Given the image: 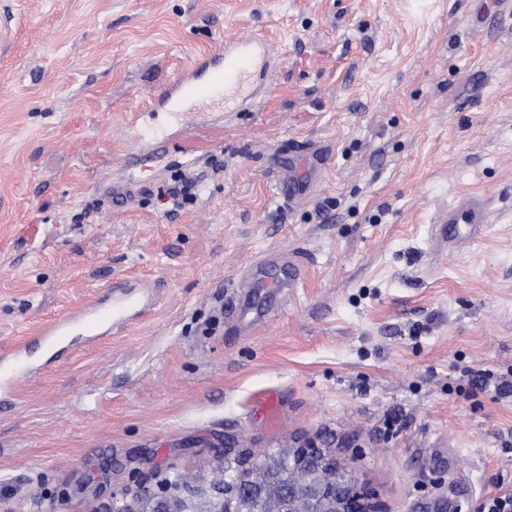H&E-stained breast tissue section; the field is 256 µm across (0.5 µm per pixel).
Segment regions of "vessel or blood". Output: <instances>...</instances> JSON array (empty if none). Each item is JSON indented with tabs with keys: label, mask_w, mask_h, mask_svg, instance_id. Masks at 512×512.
I'll return each mask as SVG.
<instances>
[{
	"label": "vessel or blood",
	"mask_w": 512,
	"mask_h": 512,
	"mask_svg": "<svg viewBox=\"0 0 512 512\" xmlns=\"http://www.w3.org/2000/svg\"><path fill=\"white\" fill-rule=\"evenodd\" d=\"M267 52L266 42L259 35L232 38L220 50L195 61L174 84L165 89L158 104L165 111L175 113L193 101L214 98L222 92L238 88L258 68ZM486 221L485 205L477 199L465 198L443 209L431 227L436 251L447 254L451 225H480ZM149 308L148 292H132L119 282L112 286L110 301L55 319L41 329L39 340L47 349H55L77 327L84 328L92 336H108L145 315ZM22 370L19 354H0V394L12 389Z\"/></svg>",
	"instance_id": "vessel-or-blood-1"
}]
</instances>
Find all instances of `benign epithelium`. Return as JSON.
Listing matches in <instances>:
<instances>
[{
  "instance_id": "benign-epithelium-1",
  "label": "benign epithelium",
  "mask_w": 512,
  "mask_h": 512,
  "mask_svg": "<svg viewBox=\"0 0 512 512\" xmlns=\"http://www.w3.org/2000/svg\"><path fill=\"white\" fill-rule=\"evenodd\" d=\"M213 463L221 471L228 463L241 470L247 468L260 479L271 459L267 455L242 457L234 441L226 438L224 452L216 455ZM286 464L290 475L288 490L293 497L290 512H372L371 494L356 482L351 471L338 469L325 450L309 444L292 447L288 449ZM209 491L222 492L224 486L160 481L152 487H138L113 505L112 512H180L183 496Z\"/></svg>"
}]
</instances>
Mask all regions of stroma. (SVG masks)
I'll list each match as a JSON object with an SVG mask.
<instances>
[{
  "instance_id": "35a3bbf8",
  "label": "stroma",
  "mask_w": 512,
  "mask_h": 512,
  "mask_svg": "<svg viewBox=\"0 0 512 512\" xmlns=\"http://www.w3.org/2000/svg\"><path fill=\"white\" fill-rule=\"evenodd\" d=\"M254 32L270 56L247 99L173 136L167 84ZM203 171L193 206L158 199ZM464 197L488 222L436 256L430 226ZM116 280L156 289L146 317L57 359L36 345ZM17 347L0 512L212 480L227 435L329 449L378 512L512 490V397L469 384L512 367V0H0V352Z\"/></svg>"
}]
</instances>
